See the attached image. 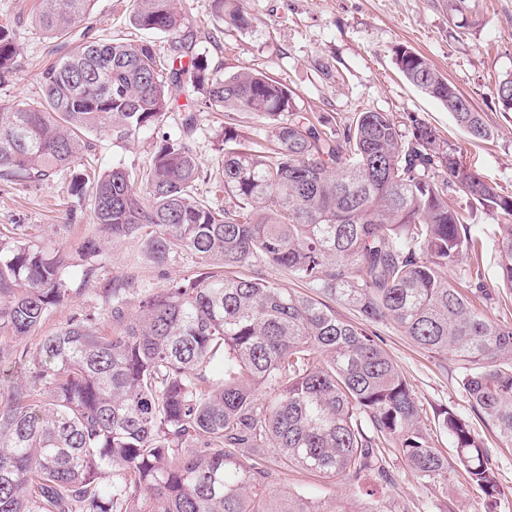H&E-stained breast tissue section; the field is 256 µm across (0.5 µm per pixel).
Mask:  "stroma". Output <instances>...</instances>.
Segmentation results:
<instances>
[{
	"instance_id": "1",
	"label": "stroma",
	"mask_w": 512,
	"mask_h": 512,
	"mask_svg": "<svg viewBox=\"0 0 512 512\" xmlns=\"http://www.w3.org/2000/svg\"><path fill=\"white\" fill-rule=\"evenodd\" d=\"M132 0H96L82 26L102 38L151 39L160 55L170 52L166 35H146L129 22ZM37 0H0V27L8 29L17 48L19 72L0 79V108L40 94V73L50 58L54 40L34 24ZM250 19L247 27L216 25L212 0H182L184 28L192 41L189 54H206L212 66L229 74L248 67L266 74L294 93L297 111L322 115L332 125H345L365 111L387 112L400 123L409 115L426 119L453 145L464 164L477 171L506 196H512V112L503 111L495 88L512 74V0H241ZM405 45L424 56L469 99L492 132L485 141L472 140L448 111L408 83L395 65L394 50ZM180 107L170 109L156 127L140 132L127 144L110 139L93 141L90 163L102 172L115 164L129 170L145 168L166 136L178 134ZM224 115L201 108L190 144L207 174L198 183L197 197L212 207L224 205L213 191L222 177ZM472 236L486 243L480 266L488 291L476 306L495 322H512V292L499 279L494 234L498 217L478 204H469ZM87 203L69 190L68 179L38 183L0 180V233L35 243L48 250L76 252L91 233ZM89 276L70 281L69 302L50 313L23 339L35 349L71 318H91L104 332L112 320L104 290L112 277L128 275L135 288H161L198 269L190 254L166 266L142 260L140 242L126 240L104 246ZM423 412L434 442L447 458L455 450L439 429L437 412L450 409L466 418L474 413L456 383L454 361L436 358L417 347L390 324L375 327ZM393 480L381 495L387 512H485V496L455 478L441 491L419 484L401 460H394ZM267 492L313 497L331 512H359L366 500L355 494L347 477H321L291 467L272 468Z\"/></svg>"
}]
</instances>
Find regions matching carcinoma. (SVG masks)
<instances>
[{"label":"carcinoma","instance_id":"obj_1","mask_svg":"<svg viewBox=\"0 0 512 512\" xmlns=\"http://www.w3.org/2000/svg\"><path fill=\"white\" fill-rule=\"evenodd\" d=\"M35 22L61 55L40 76L42 95L0 112V180L40 182L70 173L90 198L95 232L78 256L130 238L164 266L186 252L201 270L148 294L124 276L105 289L112 334L73 319L30 351L28 336L71 295L76 265L0 236V347L24 377L0 391V512H332L318 501L272 500L263 490L268 452L280 466L327 477L388 481L394 450L423 485L448 488L462 471L506 512L493 449L467 418L438 414L454 463L422 424L419 405L373 328L389 323L420 348L460 363L457 384L512 447V323L487 320L465 293L479 276L483 242L467 233L449 192L504 218L495 234L500 277L512 292V197L466 166L428 121L405 134L386 112H361L344 129L294 107L292 91L249 68L220 74L208 56L160 57L74 30L92 0H39ZM179 0H133L130 23L176 36ZM217 21L248 25L240 0H212ZM402 76L437 100L475 140L491 131L425 57L396 51ZM17 50L0 29V75ZM224 113V208L195 196L203 179L189 136L166 138L145 169L122 164L90 177L80 169L94 137L124 143L161 123L182 95ZM512 112V75L496 88ZM270 122L263 144L238 114ZM467 275L449 277L462 261ZM283 268L301 293L230 270ZM360 315L344 321L327 304Z\"/></svg>","mask_w":512,"mask_h":512}]
</instances>
